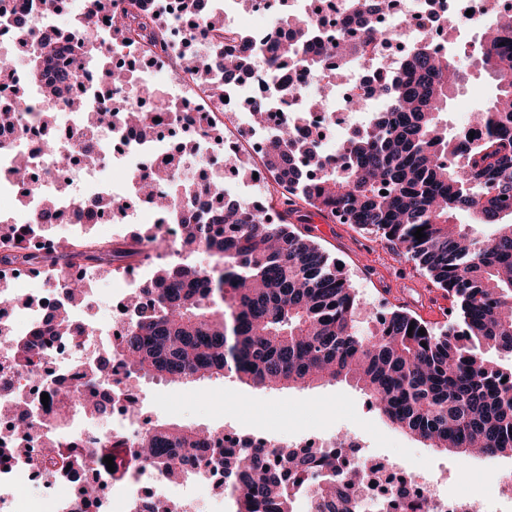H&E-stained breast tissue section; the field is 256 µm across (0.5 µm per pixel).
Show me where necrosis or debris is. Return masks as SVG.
Returning a JSON list of instances; mask_svg holds the SVG:
<instances>
[{
	"instance_id": "obj_1",
	"label": "necrosis or debris",
	"mask_w": 512,
	"mask_h": 512,
	"mask_svg": "<svg viewBox=\"0 0 512 512\" xmlns=\"http://www.w3.org/2000/svg\"><path fill=\"white\" fill-rule=\"evenodd\" d=\"M239 0H224V25L253 44L262 45L274 36L272 20L275 16L267 0L253 8V15L263 17L260 25L246 23L238 6ZM488 0H398L389 13L372 16V23L385 29L388 43L372 49L366 57H351L341 83L327 98H320L322 80L319 76H305L300 82L281 79L270 84L266 71L254 66L224 90L223 97L211 96L205 83L196 77L176 79L172 84L175 106L192 116L202 118L205 135L199 136L194 158L182 163L180 174L197 179L203 173L201 163L215 153L232 160L248 162L250 177L241 181L247 192L243 197L251 208H260L270 191L269 177L263 167L268 138L283 125H290L297 136L317 140L321 156L335 158L341 154L347 141L361 129L362 123L350 105L352 98H360V110L385 111L386 105L371 92L378 82L395 78L405 53L424 46L444 54L448 51V31H466L479 27L488 13ZM147 9L159 11L168 22L157 29L154 41L118 44L112 48L114 65L131 68L138 59H145L142 71L149 84L161 83L163 62L177 59L186 44H193L197 52H205V42L199 27L181 18L176 0H144ZM290 10L297 15L313 17V42L330 38L347 40L357 30L352 21L350 0H337L333 12L319 11L316 0H290ZM30 16L41 28L51 30L56 61L70 56L75 27L56 15L45 14L41 0H0V55H17L18 50L9 30L14 14ZM24 64H17L8 76L0 78V110L19 109L22 120L10 129L0 131V219L12 224L31 225L34 241H45L37 215L40 201L46 195L57 197L58 210L69 235L83 234L98 224L111 223L110 214L98 212L99 199L112 194L126 201L138 192L135 174L156 167L162 158L175 154L176 131L168 125L160 126L149 142H141L127 129L114 127L83 136L86 124L84 113L73 111L64 103L50 104L37 91H30L26 105H17L14 87L24 78ZM269 96L268 119L255 125L246 108L248 101ZM55 108L60 123L56 137L58 148L70 156L68 165L52 164L42 151V131L32 118L33 113ZM333 124L336 135L332 142L320 139L322 128ZM94 148L103 158L100 165L90 168L81 161L85 148ZM26 155L31 162L32 177L26 186H18L7 176L14 160ZM122 171L123 179H116L115 171ZM24 199V209L12 208L15 199ZM86 302L76 308L74 315L84 319L90 309L99 314L92 320L94 333L90 340L77 342L60 336L53 338L45 348V363L51 371H39L37 376L14 367L9 350L14 342L29 338L50 308L59 302L60 291L41 287L29 289L32 302L26 306L0 304V319L6 321L11 335L0 336V412L21 409L32 423L22 449L15 454L0 457V512H133L142 500L152 499L168 504L171 512H209L211 504L204 498L186 500L184 492L200 481L213 480L212 465L203 463L196 477L171 480L165 469L152 465L135 467L122 481H114L96 458L102 444L113 437H121L127 447H135L143 425L127 419L126 412H118L112 425L98 424L80 406H72L65 422H58L52 412L44 408L41 399L50 401L71 398L77 376L88 372L95 362V351L101 350V340L122 333L131 314L129 295L137 291L139 281H132L127 292L106 293L98 286L99 276L91 269L81 274ZM55 437L61 444H77L78 457L72 458L70 468L45 469L41 464L42 445L47 437ZM299 449L313 455L334 454L347 464L359 466L364 472L363 482L352 491L358 512H408L407 505L419 503V512H469L470 499L453 496L441 489V479L427 480L407 473L397 460L367 458L359 437L319 438L313 442H299ZM95 482L96 498L89 499L79 491L70 493V486Z\"/></svg>"
}]
</instances>
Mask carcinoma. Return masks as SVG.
Listing matches in <instances>:
<instances>
[{
	"instance_id": "carcinoma-1",
	"label": "carcinoma",
	"mask_w": 512,
	"mask_h": 512,
	"mask_svg": "<svg viewBox=\"0 0 512 512\" xmlns=\"http://www.w3.org/2000/svg\"><path fill=\"white\" fill-rule=\"evenodd\" d=\"M188 18L201 21L223 51L204 57L184 51L183 69L196 75L219 70L224 83L214 94L261 60L272 79L282 74L299 78L320 73L336 46L324 43L307 49L309 22L286 11L276 25L292 28V36H276L257 49L224 35V18L206 9L207 0H179ZM110 25L112 42L164 21L142 11L136 0H84L76 28L78 55L95 62L105 80L135 84V74L112 67L96 35L99 21ZM495 35L479 45L483 69L496 81L489 107L473 115L482 139L448 131L442 110L461 75L451 60L425 47L406 56L404 79L381 84L380 99L390 110L372 117L349 141L337 161H325L314 140L294 137L285 124L268 142L265 166L281 188L272 223L253 212L224 188L217 176L208 181H179L181 156L191 155V137L177 153L153 170L137 176L141 200L163 224L175 198L206 196L215 206L205 217L181 214L179 258L155 261L148 282L139 289L135 314L115 346L79 377L82 396L106 384L112 359L119 357L125 379L134 375L166 382L205 381L235 377L258 388L287 393L300 387L331 382L354 383L372 407L391 424L431 448L464 461L472 456L512 457V18L500 16ZM387 33L363 24L347 52L355 56L381 43ZM14 39L40 49L27 68V81L15 88L25 102L28 87L53 60L48 34L38 36L29 19L14 20ZM79 70L58 72L47 91L52 100L70 102L79 84ZM157 109L172 112L173 121L188 130L197 119L144 90ZM124 100H104L87 113L93 127L138 129L151 137L156 116L137 113ZM41 220L58 224L61 217L52 197L43 199ZM341 224L370 229L425 271L429 281L448 292V324L437 327L416 314L393 309L360 330L365 303L313 237L288 224L305 221L308 211ZM474 225L493 233L473 235ZM424 237L416 239L417 228ZM152 228L130 233L123 242L95 238H64L44 255L23 224L0 222V289L19 266L47 269L49 286L64 292L43 328L11 349L14 364L35 367L43 359L42 337L68 336L81 341L91 335L77 322L73 307L83 300V283L71 269H96L110 277L140 256L137 246L150 235L165 246ZM204 255L207 264L194 260ZM413 331H408L409 326ZM425 334H420L419 329ZM98 420L112 418V400L87 401ZM216 432L176 423L151 425L137 449L127 452V468L161 464L182 478L198 455L212 447ZM53 463L76 455L54 441L44 444ZM282 465L272 467L267 450L248 445L234 453L211 457L223 469L224 495L233 512H295L288 483L321 474L318 512H352L351 489L361 472L346 469L334 455L319 459L291 448L279 449Z\"/></svg>"
}]
</instances>
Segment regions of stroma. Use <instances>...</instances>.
I'll list each match as a JSON object with an SVG mask.
<instances>
[{
	"mask_svg": "<svg viewBox=\"0 0 512 512\" xmlns=\"http://www.w3.org/2000/svg\"><path fill=\"white\" fill-rule=\"evenodd\" d=\"M480 31L451 36L453 55L462 81L448 99V123L487 108L496 94L493 79L478 63L471 46ZM310 224L325 225L314 239L342 265L364 302L381 309L398 307L423 319L448 320V295L435 288L412 261L379 236L349 224H325L314 214ZM135 386L139 409L150 423H178L198 429L264 433L293 441L313 436L359 434L369 457H402L418 473H448V491L481 496L491 472L512 468V458L472 457L466 462L428 447L395 428L368 404L365 395L345 383H326L287 393L249 387L236 378L211 382L167 384L142 378Z\"/></svg>",
	"mask_w": 512,
	"mask_h": 512,
	"instance_id": "35a3bbf8",
	"label": "stroma"
}]
</instances>
